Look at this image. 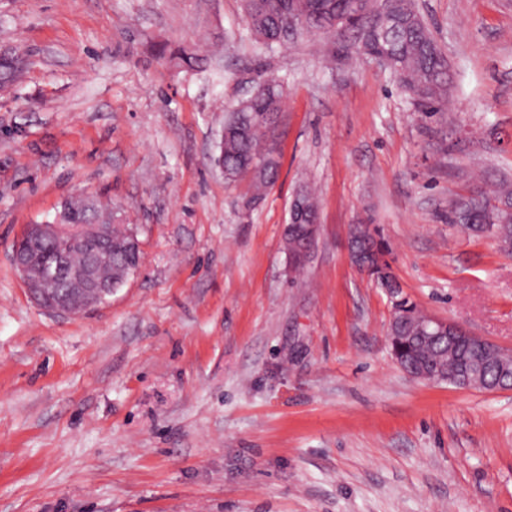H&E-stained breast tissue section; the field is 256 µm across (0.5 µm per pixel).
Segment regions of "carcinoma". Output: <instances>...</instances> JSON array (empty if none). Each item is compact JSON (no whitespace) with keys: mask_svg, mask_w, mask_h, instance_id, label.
<instances>
[{"mask_svg":"<svg viewBox=\"0 0 512 512\" xmlns=\"http://www.w3.org/2000/svg\"><path fill=\"white\" fill-rule=\"evenodd\" d=\"M280 3L281 0H244L248 29L255 41L266 46L283 41ZM298 7L307 14L312 32L331 33L338 26L345 29V42L336 43L332 60L345 61L355 54L372 56L387 50L391 72L417 108L430 115L440 111L448 97V63L414 0H298ZM256 89L257 93L242 100L224 119V147L216 157V163L224 168L226 182L250 181V205L259 204L278 178L277 152L269 140L284 97L283 85L274 79ZM68 207L74 223L126 220L119 211L86 207L82 197L69 198ZM452 214L461 221H470L476 231L488 232L503 251H512V181L504 178L494 190L457 198ZM308 233L307 224L286 225L285 247L293 251L294 241ZM351 249L361 254L363 263L369 265V276L390 298L394 320L389 323L388 336L401 368H439L448 378L455 379L472 361L471 375L481 380L486 391L512 379L511 354L482 356L465 337L452 344L446 337L432 341L423 338L421 327L429 319L403 294L386 260L389 250L370 228L351 241Z\"/></svg>","mask_w":512,"mask_h":512,"instance_id":"1","label":"carcinoma"}]
</instances>
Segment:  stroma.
I'll list each match as a JSON object with an SVG mask.
<instances>
[{
  "label": "stroma",
  "mask_w": 512,
  "mask_h": 512,
  "mask_svg": "<svg viewBox=\"0 0 512 512\" xmlns=\"http://www.w3.org/2000/svg\"><path fill=\"white\" fill-rule=\"evenodd\" d=\"M416 3L452 75L434 116L369 56L325 66L331 35L259 49L240 0H0L28 62L0 88V512H512V390L407 375L348 248L376 228L423 313L512 352V254L449 218L512 173V0ZM203 37L219 53L177 67ZM270 77L280 172L250 208L215 158ZM82 193L125 211L143 263L65 317L11 256Z\"/></svg>",
  "instance_id": "stroma-1"
}]
</instances>
